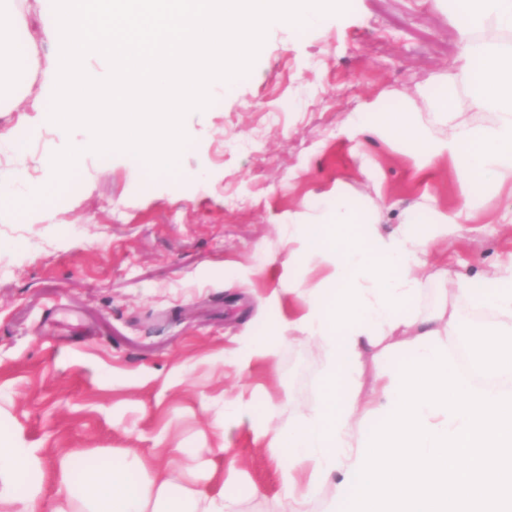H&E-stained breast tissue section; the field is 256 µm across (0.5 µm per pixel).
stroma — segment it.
<instances>
[{
    "label": "stroma",
    "instance_id": "stroma-1",
    "mask_svg": "<svg viewBox=\"0 0 512 512\" xmlns=\"http://www.w3.org/2000/svg\"><path fill=\"white\" fill-rule=\"evenodd\" d=\"M24 23L41 67L55 58L46 0ZM455 17L432 0H350L341 15L271 29L251 76L189 113L180 175L161 176L122 153L86 155L77 188L35 212L0 211V425L41 449L46 467L74 448H200L240 471L237 512H277L281 485L253 422L225 423L239 386L272 424L299 427L321 389L308 342L276 340L300 307L282 262L289 213L342 192L383 230L429 233L430 206L462 207L472 182L450 161L417 169L403 134L346 136L377 105L392 113L447 87L472 108ZM34 113L0 112V177L19 194L43 187L41 161L75 133L34 127ZM512 259V191L489 187L476 215L440 238L431 257L449 279ZM249 336L275 345L240 375L225 351Z\"/></svg>",
    "mask_w": 512,
    "mask_h": 512
}]
</instances>
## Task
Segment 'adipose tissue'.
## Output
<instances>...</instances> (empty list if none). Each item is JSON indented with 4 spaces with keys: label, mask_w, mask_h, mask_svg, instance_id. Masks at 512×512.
I'll list each match as a JSON object with an SVG mask.
<instances>
[{
    "label": "adipose tissue",
    "mask_w": 512,
    "mask_h": 512,
    "mask_svg": "<svg viewBox=\"0 0 512 512\" xmlns=\"http://www.w3.org/2000/svg\"><path fill=\"white\" fill-rule=\"evenodd\" d=\"M24 0H0V112H10L26 98L14 75L32 67L33 54L15 45L23 26ZM438 7L464 12L460 28L465 53L472 62L468 94L473 108L495 113V123L475 128L458 122L433 137L416 122V105L396 116L372 121L379 136L401 130L423 144L428 163L448 159L480 183L512 184V45L477 43L473 31L493 28L512 32V0H435ZM472 212L464 204L455 214L432 210L433 232L416 234L409 226L391 233L377 227L376 216L335 194L323 211L290 213L286 238L288 288L302 301L300 313L279 320V341L305 340L326 360L321 393L301 427L277 429L260 425L262 439L275 461L282 497L280 512H309L311 490L334 480L337 497L351 493L347 472L355 464L362 433L386 415L393 391V370H379L369 392H362L366 360H379L401 348L408 356H429L444 337L455 335L453 307L441 319H419L414 306L424 285L423 270L437 237L457 232L459 221ZM326 270L323 291L303 288L298 276L311 262ZM477 308H492L490 327H475L466 338L471 354L491 379V393L512 390V261L493 274L464 277L454 284ZM179 463L160 464L153 455L125 451L118 463L90 467L75 476L74 463L95 452L75 448L45 471L40 449L18 444L14 433L0 428V512H231L239 481L213 459L195 449L180 451Z\"/></svg>",
    "instance_id": "1"
}]
</instances>
